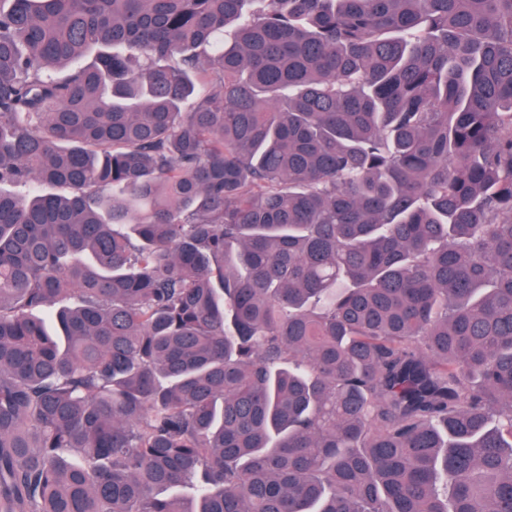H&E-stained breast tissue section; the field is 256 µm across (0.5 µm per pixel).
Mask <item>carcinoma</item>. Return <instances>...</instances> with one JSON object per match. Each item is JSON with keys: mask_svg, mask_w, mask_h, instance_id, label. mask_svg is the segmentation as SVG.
I'll use <instances>...</instances> for the list:
<instances>
[{"mask_svg": "<svg viewBox=\"0 0 512 512\" xmlns=\"http://www.w3.org/2000/svg\"><path fill=\"white\" fill-rule=\"evenodd\" d=\"M0 512H512V0H0Z\"/></svg>", "mask_w": 512, "mask_h": 512, "instance_id": "1", "label": "carcinoma"}]
</instances>
